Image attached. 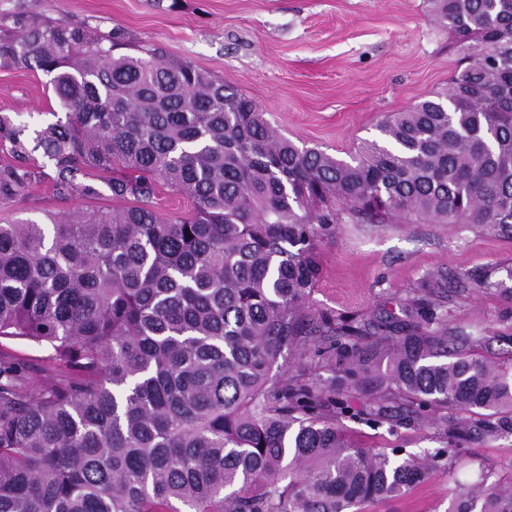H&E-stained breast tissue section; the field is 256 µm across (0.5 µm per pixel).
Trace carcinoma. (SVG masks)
I'll return each mask as SVG.
<instances>
[{"label":"carcinoma","instance_id":"obj_1","mask_svg":"<svg viewBox=\"0 0 512 512\" xmlns=\"http://www.w3.org/2000/svg\"><path fill=\"white\" fill-rule=\"evenodd\" d=\"M429 4L453 76L348 160L187 61L120 53L118 30L0 14V68L50 76L64 113L31 133L0 114V197L27 190L40 150L55 194H98L83 173L137 201L0 224V338L53 351L37 379L0 348V512H362L441 454L361 448L341 419L512 433V367L448 330L445 283L409 292L397 323L307 305L316 241L346 217L512 233V0ZM158 185L190 214L162 218ZM305 336L340 384L284 370ZM448 512H512V486L487 474Z\"/></svg>","mask_w":512,"mask_h":512}]
</instances>
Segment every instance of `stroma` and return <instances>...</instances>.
<instances>
[{
	"label": "stroma",
	"mask_w": 512,
	"mask_h": 512,
	"mask_svg": "<svg viewBox=\"0 0 512 512\" xmlns=\"http://www.w3.org/2000/svg\"><path fill=\"white\" fill-rule=\"evenodd\" d=\"M1 11L63 19L136 47H159L254 100L297 144L345 158L379 139L384 115L433 98L454 70L456 51L435 23L428 0H0ZM55 98L42 72L0 69V113L38 129L51 123ZM42 176L24 193L0 199V224L119 207L103 180L97 195L54 194ZM321 273L309 297L315 311L402 318L401 302L425 280L448 283L441 309L450 329L493 331L480 354L512 360V302L480 288L485 276L512 272V236L473 224H356L342 219L317 243ZM363 448L424 455L444 449L440 469L398 501L368 512H446L453 492L475 486L483 471L512 479V435L463 444L424 422L374 427L344 419Z\"/></svg>",
	"instance_id": "obj_1"
}]
</instances>
